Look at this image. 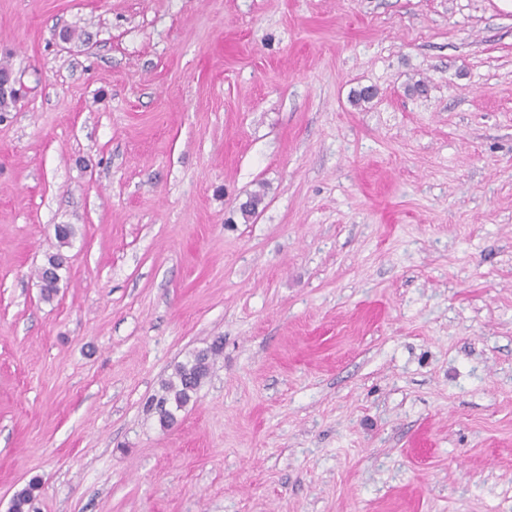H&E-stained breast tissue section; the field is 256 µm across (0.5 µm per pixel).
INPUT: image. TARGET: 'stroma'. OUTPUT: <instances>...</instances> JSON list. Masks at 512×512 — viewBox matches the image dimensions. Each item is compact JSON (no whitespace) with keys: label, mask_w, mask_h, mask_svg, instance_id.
<instances>
[{"label":"stroma","mask_w":512,"mask_h":512,"mask_svg":"<svg viewBox=\"0 0 512 512\" xmlns=\"http://www.w3.org/2000/svg\"><path fill=\"white\" fill-rule=\"evenodd\" d=\"M1 66L0 512H512V11L0 0ZM64 256L57 252L47 256L45 263L39 270L38 277L41 282L42 296L50 300L57 294L61 281V270L65 266ZM221 350V342L216 341L210 347L193 353L186 362L177 365L175 379L165 380L161 390L147 401V412L156 417L161 428L167 429L175 423L176 412L184 409L197 393ZM39 488L40 481L32 479L26 486L15 492L11 501V512H29Z\"/></svg>","instance_id":"stroma-1"}]
</instances>
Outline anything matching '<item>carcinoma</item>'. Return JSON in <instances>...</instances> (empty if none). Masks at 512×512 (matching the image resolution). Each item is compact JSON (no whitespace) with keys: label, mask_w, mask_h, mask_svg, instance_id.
Returning <instances> with one entry per match:
<instances>
[{"label":"carcinoma","mask_w":512,"mask_h":512,"mask_svg":"<svg viewBox=\"0 0 512 512\" xmlns=\"http://www.w3.org/2000/svg\"><path fill=\"white\" fill-rule=\"evenodd\" d=\"M65 266L64 256L57 252L47 256L39 270L42 296L49 300L57 294L61 281V270ZM222 344L217 341L206 349L193 353L187 361L177 365L174 378L164 381L161 390L146 403V411L152 413L161 428L167 429L176 421V412L184 409L209 376L211 364L221 353ZM40 481L32 479L15 492L11 501L12 512H30Z\"/></svg>","instance_id":"1"}]
</instances>
